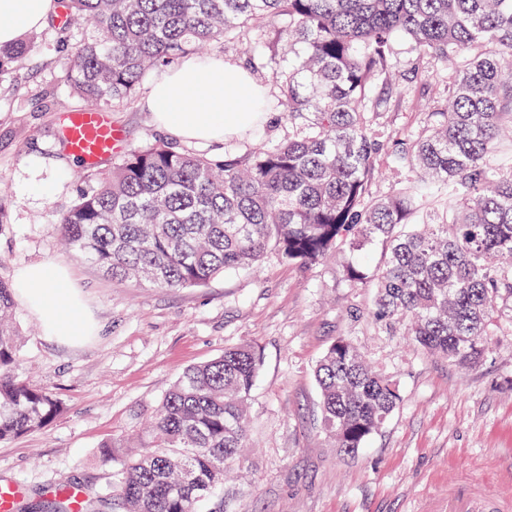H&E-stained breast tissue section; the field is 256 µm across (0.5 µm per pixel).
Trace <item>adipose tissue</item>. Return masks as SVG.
<instances>
[{
  "instance_id": "ef3b65f1",
  "label": "adipose tissue",
  "mask_w": 512,
  "mask_h": 512,
  "mask_svg": "<svg viewBox=\"0 0 512 512\" xmlns=\"http://www.w3.org/2000/svg\"><path fill=\"white\" fill-rule=\"evenodd\" d=\"M58 10L59 0H0V45L21 42L29 31L50 24ZM263 94L245 69L223 57L189 55L151 86L144 106L181 140L220 143L258 120L249 105ZM66 278L56 265L32 264L18 271L15 287L50 335L78 341L87 331L85 310Z\"/></svg>"
}]
</instances>
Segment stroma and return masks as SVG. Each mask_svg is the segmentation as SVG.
I'll use <instances>...</instances> for the list:
<instances>
[{
    "label": "stroma",
    "instance_id": "1",
    "mask_svg": "<svg viewBox=\"0 0 512 512\" xmlns=\"http://www.w3.org/2000/svg\"><path fill=\"white\" fill-rule=\"evenodd\" d=\"M280 27L276 20L252 30L248 54L236 42L211 49L266 86V121L221 145L188 143L157 127L138 100L108 109L122 150L163 141L218 157L287 140L275 82L289 63ZM58 28L54 21L35 31L30 55L0 76V281L14 283L30 263L67 266L93 324L80 342L66 344L47 336L21 300L13 302L19 375L62 405L43 428L0 442V483L18 489L15 512H39L58 488L109 484L102 443L136 435L184 369L243 343L264 359L248 405L250 446L241 478L225 481L201 512H428L459 477L482 488L512 481V324L502 323L482 362L461 368L363 316L374 289L349 281L341 256L301 268L269 253L249 270L169 290L104 276L65 249L60 214L88 175L111 172L113 159L90 168L66 152L60 116L82 103L57 80ZM390 62L405 92L389 94L372 116L385 140L372 186L377 195L405 180L393 165L397 141L416 133L448 98L437 78L442 65L416 63L408 40L393 42ZM341 336L404 396L382 431L352 455L334 447L320 426L314 378L317 362Z\"/></svg>",
    "mask_w": 512,
    "mask_h": 512
}]
</instances>
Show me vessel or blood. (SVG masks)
<instances>
[{"label":"vessel or blood","mask_w":512,"mask_h":512,"mask_svg":"<svg viewBox=\"0 0 512 512\" xmlns=\"http://www.w3.org/2000/svg\"><path fill=\"white\" fill-rule=\"evenodd\" d=\"M63 136L69 152L88 163L114 152L120 139L108 115L100 109L67 113ZM447 512H512V497L478 489L464 477L448 487Z\"/></svg>","instance_id":"vessel-or-blood-1"}]
</instances>
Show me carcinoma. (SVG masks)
Masks as SVG:
<instances>
[{"label": "carcinoma", "instance_id": "carcinoma-1", "mask_svg": "<svg viewBox=\"0 0 512 512\" xmlns=\"http://www.w3.org/2000/svg\"><path fill=\"white\" fill-rule=\"evenodd\" d=\"M61 78L95 105L135 100L142 77L246 29L284 22L296 62L276 73L292 134L243 156L208 157L165 142L121 156L59 220L62 239L114 279L193 288L253 267L268 251L305 268L359 254L345 276L370 283L367 316L404 329L427 353L481 362L512 311V0H62ZM410 40L447 66L448 106L429 112L394 164L407 173L372 192L381 137L371 114L395 86L388 49ZM32 49L0 47V74ZM12 289L0 281V442L58 412L18 375ZM262 366L242 344L185 369L146 430L103 444L112 486L85 491V512H197L224 487L248 441L247 405ZM320 424L358 452L400 406L397 384L354 344H331L314 368Z\"/></svg>", "mask_w": 512, "mask_h": 512}]
</instances>
